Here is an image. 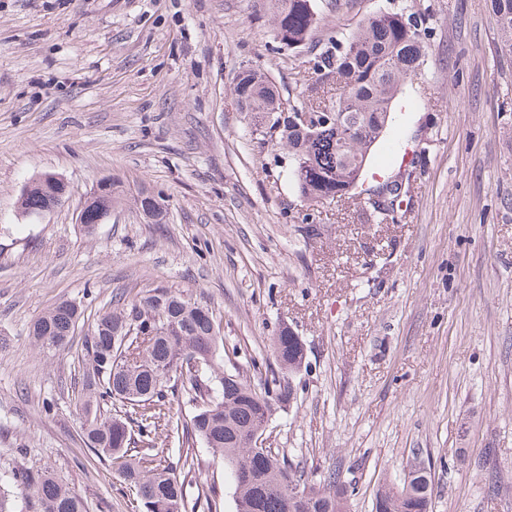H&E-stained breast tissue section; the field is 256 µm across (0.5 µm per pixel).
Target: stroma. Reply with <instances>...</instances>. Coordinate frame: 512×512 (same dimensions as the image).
I'll return each instance as SVG.
<instances>
[{
	"label": "stroma",
	"mask_w": 512,
	"mask_h": 512,
	"mask_svg": "<svg viewBox=\"0 0 512 512\" xmlns=\"http://www.w3.org/2000/svg\"><path fill=\"white\" fill-rule=\"evenodd\" d=\"M390 7L421 19L429 55L394 111L414 162L382 222L364 194L304 202L233 89L253 65L288 93L331 36ZM315 9L289 50L257 0H0V476L46 470L88 512H130L73 389L95 313L164 287L211 304L248 380L283 328L300 337L296 398L264 443L338 473L349 512H373L417 453L429 512H512V58L489 0ZM48 173L67 197L26 216ZM105 178L112 215L90 232L80 207ZM64 300L75 335L41 349L31 326ZM43 179H46V182L50 185L57 186L63 184V181L55 175H43ZM46 182L36 178L26 185L27 190L25 193H21L19 198V206L22 213L29 214V210L33 205L49 210L64 200L66 191L63 192V195H60L57 189H51Z\"/></svg>",
	"instance_id": "obj_1"
}]
</instances>
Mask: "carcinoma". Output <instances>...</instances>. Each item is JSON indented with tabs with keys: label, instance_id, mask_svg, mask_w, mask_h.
I'll use <instances>...</instances> for the list:
<instances>
[{
	"label": "carcinoma",
	"instance_id": "carcinoma-1",
	"mask_svg": "<svg viewBox=\"0 0 512 512\" xmlns=\"http://www.w3.org/2000/svg\"><path fill=\"white\" fill-rule=\"evenodd\" d=\"M502 50L512 54V0H489ZM276 39L288 49L307 41L318 23L313 0H262ZM428 55L418 22L402 10L362 18L330 38L310 59L308 78L288 103L258 67L242 69L234 93L244 112L258 119L256 134L278 140L287 151L289 175L303 200L342 199L362 176L369 156L390 129L393 103L403 86L421 75ZM64 200L36 178L20 195L47 210ZM112 188L94 201L92 222L108 218ZM81 318L76 304L62 301L32 324L34 342L48 350L67 345ZM220 323L205 302L167 288H153L132 303L99 312L84 342V366L75 387L84 415L82 441L110 461L132 493L131 512H221V504L195 481L201 461L191 452L201 443L224 461L235 494L236 512H347L326 487L309 479L293 459L266 449L262 465L251 435L265 421L271 401L288 404L289 376L298 347L288 333L272 343L277 369L247 381L224 361ZM192 409L173 413V403ZM164 447L159 448L157 444ZM178 448L170 460L166 444ZM309 485L310 496L292 507L285 483ZM39 512H86L84 501L43 471L14 478Z\"/></svg>",
	"mask_w": 512,
	"mask_h": 512
}]
</instances>
